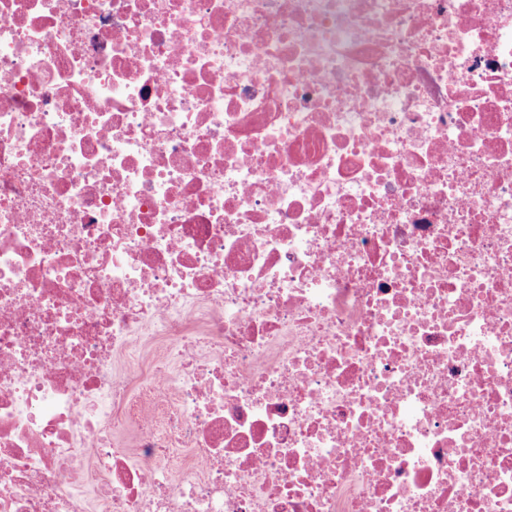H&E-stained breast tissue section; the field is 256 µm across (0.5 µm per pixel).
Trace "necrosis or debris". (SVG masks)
Masks as SVG:
<instances>
[{
    "instance_id": "necrosis-or-debris-1",
    "label": "necrosis or debris",
    "mask_w": 512,
    "mask_h": 512,
    "mask_svg": "<svg viewBox=\"0 0 512 512\" xmlns=\"http://www.w3.org/2000/svg\"><path fill=\"white\" fill-rule=\"evenodd\" d=\"M96 479L512 512V0H0V512Z\"/></svg>"
}]
</instances>
